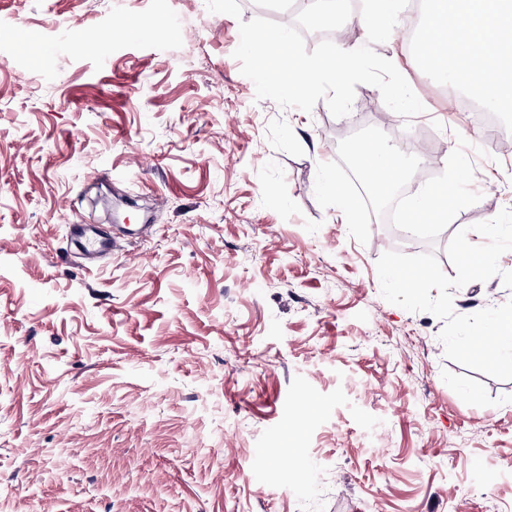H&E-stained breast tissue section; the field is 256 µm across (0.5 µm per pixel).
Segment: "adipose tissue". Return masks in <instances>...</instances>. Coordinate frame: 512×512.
I'll return each mask as SVG.
<instances>
[{
  "mask_svg": "<svg viewBox=\"0 0 512 512\" xmlns=\"http://www.w3.org/2000/svg\"><path fill=\"white\" fill-rule=\"evenodd\" d=\"M421 44L452 46L462 63L448 67L446 54L432 57L434 69L477 86L495 110L512 112V0H432Z\"/></svg>",
  "mask_w": 512,
  "mask_h": 512,
  "instance_id": "1",
  "label": "adipose tissue"
}]
</instances>
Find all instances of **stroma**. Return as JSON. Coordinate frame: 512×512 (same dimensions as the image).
I'll list each match as a JSON object with an SVG mask.
<instances>
[{"instance_id":"obj_1","label":"stroma","mask_w":512,"mask_h":512,"mask_svg":"<svg viewBox=\"0 0 512 512\" xmlns=\"http://www.w3.org/2000/svg\"><path fill=\"white\" fill-rule=\"evenodd\" d=\"M0 0V512H512V380L446 358L442 320L381 295L398 230L360 243L314 194L341 139L458 138L477 203L425 251L512 208V115L429 70L404 23L376 45L425 110L357 85L350 113L281 109L234 58L294 0ZM90 46L77 48L75 31ZM152 225L88 260L73 224ZM500 277L454 289L471 314Z\"/></svg>"}]
</instances>
